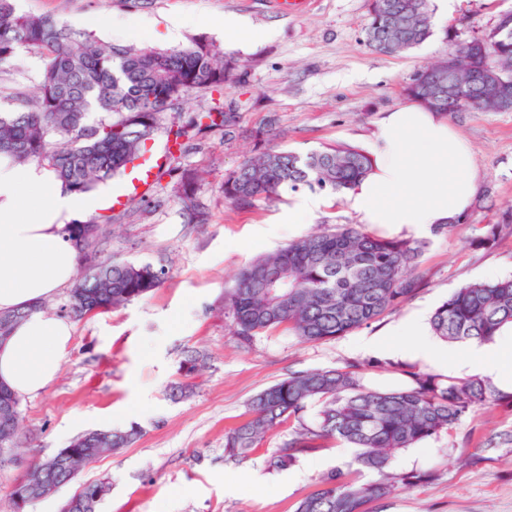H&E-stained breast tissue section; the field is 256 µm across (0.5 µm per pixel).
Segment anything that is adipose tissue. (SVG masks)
Here are the masks:
<instances>
[{
	"instance_id": "obj_1",
	"label": "adipose tissue",
	"mask_w": 512,
	"mask_h": 512,
	"mask_svg": "<svg viewBox=\"0 0 512 512\" xmlns=\"http://www.w3.org/2000/svg\"><path fill=\"white\" fill-rule=\"evenodd\" d=\"M369 154L372 171L346 196L362 223L424 229L463 221L470 211L480 175L469 144L443 114L418 103L392 109ZM104 205L64 190L46 165L0 161V312L26 313L0 344V385L17 397L42 392L69 353L73 323L40 305L75 279L79 256L67 222Z\"/></svg>"
}]
</instances>
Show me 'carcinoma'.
<instances>
[{
	"label": "carcinoma",
	"instance_id": "carcinoma-1",
	"mask_svg": "<svg viewBox=\"0 0 512 512\" xmlns=\"http://www.w3.org/2000/svg\"><path fill=\"white\" fill-rule=\"evenodd\" d=\"M432 34L430 0H371L365 28L369 46L388 55L403 54ZM448 56L462 84L451 97L431 93L440 64L423 68L404 87L416 102L445 115L484 109L469 84L490 63L512 74V37L488 50L475 38L464 45L448 34ZM39 54L44 68L35 92L19 106L0 112V157L17 165L48 166L62 186L76 194L94 191L122 174L147 152L160 113L179 108L193 91L218 92L237 64L206 40L180 49L117 46L78 30L52 15L20 13L16 0H0V66L20 51ZM236 115L219 105L196 111L167 130V142L181 145L191 136L235 124ZM362 149L339 145L305 155L257 149L224 178V198L247 208L285 190L343 193L371 171ZM175 200L189 224H204L207 213L196 200L194 181L182 175ZM113 216L99 214L66 228L80 257L98 242ZM419 247L409 239L385 238L355 226L312 233L256 258L242 269L225 309L243 342L281 326L302 343H320L377 319L418 287L413 276ZM165 271L148 264L101 262L85 266L70 289L67 307L76 315L105 313L159 287ZM512 327V278L477 282L454 292L430 319L434 336L445 342H491ZM384 370L404 383L373 388L361 369H311L266 387L248 403L247 419L224 435V454L244 459L265 436L288 422V440L269 458L284 470L299 455L336 440L359 450L358 461L378 478L367 483L342 480L331 471L322 488L303 499L297 512H365V505L393 495L398 484L428 477L411 471L390 473L401 452L446 433L473 413L506 399L484 379H445L413 364L388 362ZM321 404L318 418H305L310 404ZM139 431L92 430L72 441L70 460L46 470L45 478L66 486L76 481L85 461L117 452Z\"/></svg>",
	"mask_w": 512,
	"mask_h": 512
}]
</instances>
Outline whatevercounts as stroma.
<instances>
[{
    "label": "stroma",
    "mask_w": 512,
    "mask_h": 512,
    "mask_svg": "<svg viewBox=\"0 0 512 512\" xmlns=\"http://www.w3.org/2000/svg\"><path fill=\"white\" fill-rule=\"evenodd\" d=\"M24 13H49L77 29L115 41L113 18L133 19L146 34L136 46L183 48L213 42L242 66L221 96L192 93L181 110L162 112L151 157H164L166 129L188 113L221 101L237 123L229 132L186 140L182 170L197 175V199L206 224L187 223L173 198L174 177L155 179L148 192L127 193L114 207L99 259L149 264L167 272L148 296L112 311L74 318L72 347L54 382L20 402L14 463L0 468V512H14L11 487L34 461L49 457L90 429L138 427L136 442L85 465L77 483L36 502L28 512H59L78 483L108 480L99 512H296L320 489L323 474L338 470L347 482L375 475L357 452L336 443L299 456L294 465L269 471V457L290 426L270 432L246 459L224 455L225 431L241 422L250 399L288 375L360 364L367 385H390L396 374L380 369L368 350L402 320L428 324L434 310L457 289L512 276V111L469 110L449 123L470 144L481 181L464 223L452 232L370 226V233L421 244L417 292L379 319L322 343H302L278 329L242 343L233 333L224 295L233 277L259 256L301 236L341 225H360L345 198L323 194L305 224L288 223L297 193L286 191L240 209L224 199L227 173L253 153L256 131L274 128L269 146L307 153L338 144L365 147L385 112L405 102L415 73L448 56V37L464 42L512 13V0H453L433 12V33L408 53L376 52L365 39L370 0H308L305 13L286 15L268 0H17ZM181 36L165 38L171 18ZM243 19L251 32L242 44L225 42L212 20ZM43 67L23 52L0 67V110L30 94ZM500 233L480 244L488 225ZM203 357L201 370L188 361ZM432 469L431 478L367 504V512H512V403L478 412L455 429L408 449L393 473Z\"/></svg>",
    "instance_id": "35a3bbf8"
}]
</instances>
